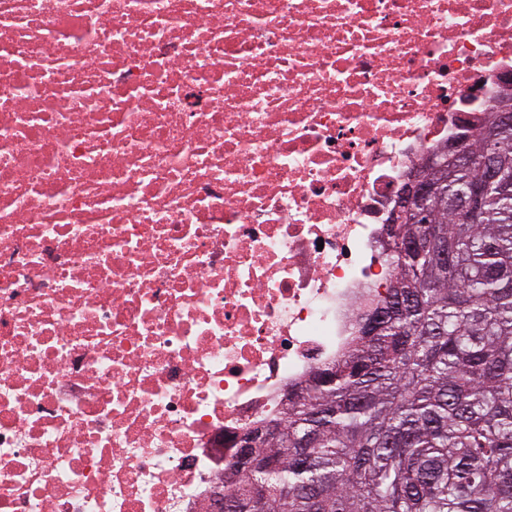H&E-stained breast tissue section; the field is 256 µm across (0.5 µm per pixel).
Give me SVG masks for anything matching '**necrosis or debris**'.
<instances>
[{"label":"necrosis or debris","mask_w":512,"mask_h":512,"mask_svg":"<svg viewBox=\"0 0 512 512\" xmlns=\"http://www.w3.org/2000/svg\"><path fill=\"white\" fill-rule=\"evenodd\" d=\"M508 91L512 0H0V512H215Z\"/></svg>","instance_id":"obj_1"}]
</instances>
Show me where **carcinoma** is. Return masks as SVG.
<instances>
[{
    "mask_svg": "<svg viewBox=\"0 0 512 512\" xmlns=\"http://www.w3.org/2000/svg\"><path fill=\"white\" fill-rule=\"evenodd\" d=\"M495 116L468 146L499 182L472 213L478 164L432 152L434 194L385 243L377 326L288 393L228 512H512V124Z\"/></svg>",
    "mask_w": 512,
    "mask_h": 512,
    "instance_id": "1",
    "label": "carcinoma"
}]
</instances>
